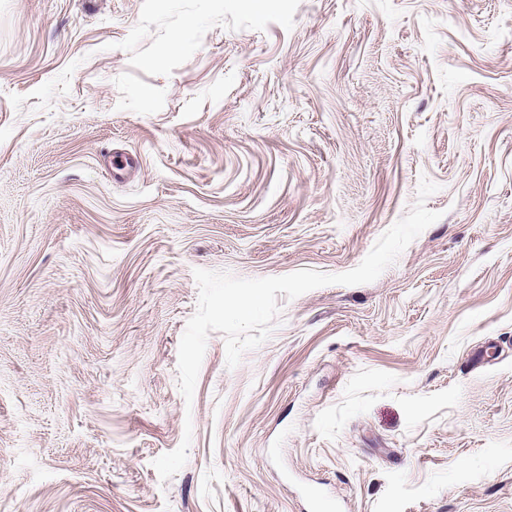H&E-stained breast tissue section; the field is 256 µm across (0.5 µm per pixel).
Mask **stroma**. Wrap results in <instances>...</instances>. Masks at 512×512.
I'll return each mask as SVG.
<instances>
[{
    "instance_id": "stroma-1",
    "label": "stroma",
    "mask_w": 512,
    "mask_h": 512,
    "mask_svg": "<svg viewBox=\"0 0 512 512\" xmlns=\"http://www.w3.org/2000/svg\"><path fill=\"white\" fill-rule=\"evenodd\" d=\"M424 176L184 401L194 269L349 271ZM0 512H512V0H0Z\"/></svg>"
}]
</instances>
